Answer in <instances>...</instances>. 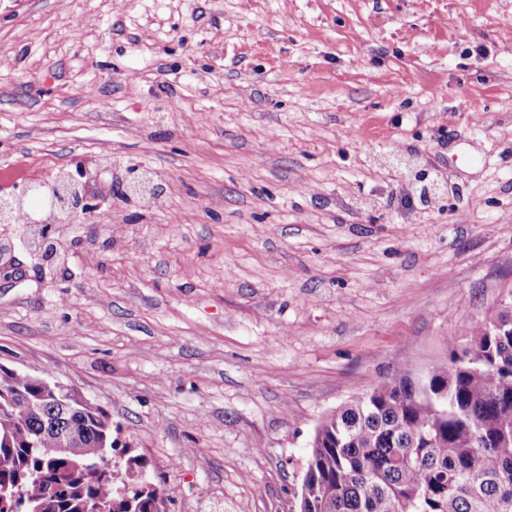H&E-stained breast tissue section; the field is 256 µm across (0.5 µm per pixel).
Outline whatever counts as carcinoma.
I'll return each instance as SVG.
<instances>
[{
	"label": "carcinoma",
	"mask_w": 512,
	"mask_h": 512,
	"mask_svg": "<svg viewBox=\"0 0 512 512\" xmlns=\"http://www.w3.org/2000/svg\"><path fill=\"white\" fill-rule=\"evenodd\" d=\"M43 397L23 373L0 376V512H160L145 460L101 471L116 450L106 410L72 393L64 423L78 453L64 454L34 412ZM296 499L297 512H512V305L448 361L323 416Z\"/></svg>",
	"instance_id": "cac0c4a2"
}]
</instances>
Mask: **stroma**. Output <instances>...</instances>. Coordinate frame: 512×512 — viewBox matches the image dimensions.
Here are the masks:
<instances>
[{
	"instance_id": "1",
	"label": "stroma",
	"mask_w": 512,
	"mask_h": 512,
	"mask_svg": "<svg viewBox=\"0 0 512 512\" xmlns=\"http://www.w3.org/2000/svg\"><path fill=\"white\" fill-rule=\"evenodd\" d=\"M512 0H0V364L72 385L168 512H289L315 426L512 301ZM159 199L133 191L142 176ZM31 183L24 186L19 193L10 196L0 195V224L12 225L15 206H21L31 192L38 190L42 196L43 209L37 215L27 213L26 224L35 228L37 238L44 246L43 252L40 253L42 259L46 262H56V246L53 243V247L46 248L43 230L46 229L49 237V227L53 228L54 224L76 222L82 215L90 212L94 207L91 203V194L87 185L72 173H61L51 182L35 180Z\"/></svg>"
}]
</instances>
